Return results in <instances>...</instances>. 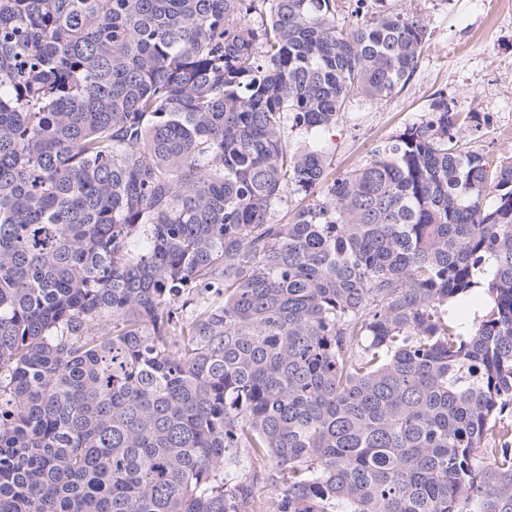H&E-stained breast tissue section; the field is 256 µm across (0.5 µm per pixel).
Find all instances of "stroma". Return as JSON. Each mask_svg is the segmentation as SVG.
<instances>
[{
  "mask_svg": "<svg viewBox=\"0 0 512 512\" xmlns=\"http://www.w3.org/2000/svg\"><path fill=\"white\" fill-rule=\"evenodd\" d=\"M416 13L427 29L425 52L410 80L379 103L351 99L327 134L330 171L341 176L364 162L380 142L426 112L438 93L460 110L480 113V130L465 133L468 148L493 161L512 156V141L485 131L512 122V0H386Z\"/></svg>",
  "mask_w": 512,
  "mask_h": 512,
  "instance_id": "obj_1",
  "label": "stroma"
}]
</instances>
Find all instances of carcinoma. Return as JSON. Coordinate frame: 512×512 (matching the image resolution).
<instances>
[{
  "label": "carcinoma",
  "mask_w": 512,
  "mask_h": 512,
  "mask_svg": "<svg viewBox=\"0 0 512 512\" xmlns=\"http://www.w3.org/2000/svg\"><path fill=\"white\" fill-rule=\"evenodd\" d=\"M335 14L0 0V512H512V160L329 177L427 35Z\"/></svg>",
  "instance_id": "cac0c4a2"
}]
</instances>
